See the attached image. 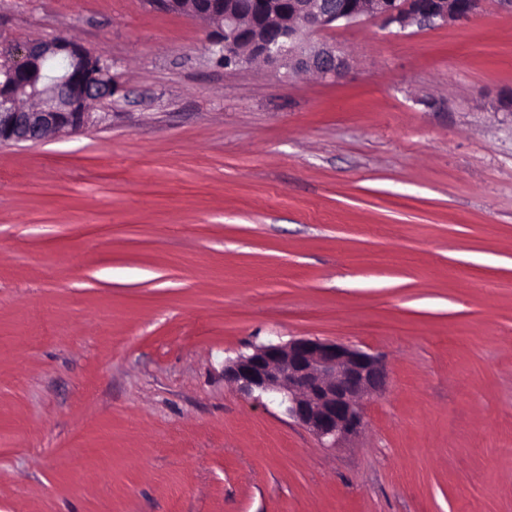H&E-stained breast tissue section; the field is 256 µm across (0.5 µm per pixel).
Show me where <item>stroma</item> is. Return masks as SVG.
<instances>
[{"instance_id":"1","label":"stroma","mask_w":512,"mask_h":512,"mask_svg":"<svg viewBox=\"0 0 512 512\" xmlns=\"http://www.w3.org/2000/svg\"><path fill=\"white\" fill-rule=\"evenodd\" d=\"M116 92L0 147V512H512V14L343 25L338 80L219 64L157 0H0ZM336 340L338 447L224 379Z\"/></svg>"}]
</instances>
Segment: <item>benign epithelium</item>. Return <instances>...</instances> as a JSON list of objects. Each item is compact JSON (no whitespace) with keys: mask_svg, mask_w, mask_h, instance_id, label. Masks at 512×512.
Instances as JSON below:
<instances>
[{"mask_svg":"<svg viewBox=\"0 0 512 512\" xmlns=\"http://www.w3.org/2000/svg\"><path fill=\"white\" fill-rule=\"evenodd\" d=\"M168 10L220 21L212 46L229 66L280 65L297 76L340 79L347 59L318 35L341 23L378 22L404 30L468 20L483 0H160ZM66 59L52 79L42 62ZM23 78L0 84V146L69 135L94 123L88 104L113 95L108 66L91 49L57 37L15 49ZM224 378L257 398L267 395L325 448L357 433L362 402L382 391V361L353 346L299 338L269 343L224 365Z\"/></svg>","mask_w":512,"mask_h":512,"instance_id":"obj_1","label":"benign epithelium"}]
</instances>
